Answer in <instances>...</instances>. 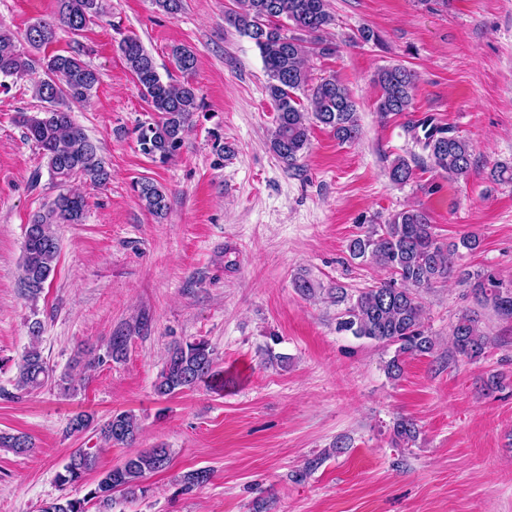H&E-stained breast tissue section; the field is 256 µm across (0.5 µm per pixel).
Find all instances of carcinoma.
Segmentation results:
<instances>
[{"instance_id": "obj_1", "label": "carcinoma", "mask_w": 512, "mask_h": 512, "mask_svg": "<svg viewBox=\"0 0 512 512\" xmlns=\"http://www.w3.org/2000/svg\"><path fill=\"white\" fill-rule=\"evenodd\" d=\"M237 9L225 21L253 41L259 49L269 77L267 92L275 104V127L270 147L277 158L290 168L309 146L310 120L331 129L341 143L358 138L360 118L357 103L349 89L334 75L309 84L305 69L307 54L318 50L330 53L317 34L331 23L326 0H236ZM103 12L102 0H57V15L40 20L25 34L30 50L21 49L18 39L0 27V78L37 75L36 97L44 110L33 115L21 114L19 123L26 138L33 141L47 160V168L56 185L61 187L73 176L80 175L95 185L110 180V172L92 142L71 117L70 105L89 100L99 81L98 73L77 54H48L57 30L67 29L80 34ZM302 32L288 35L287 27ZM127 67L143 98L158 119L139 123L136 140L143 155L155 163L174 160L184 144V133L196 112L201 109L196 88L189 80L196 69V55L185 45H174L170 54L184 80L165 81L157 71L153 57L140 39L127 35L119 42ZM381 95L377 110L388 114L409 111L414 103L416 78L413 71L394 65L375 76ZM308 92L312 112L303 110L298 94ZM423 148L428 150L432 165L450 176L468 174L472 166L469 142L444 127L433 126L425 134ZM389 178L403 184L413 176L409 162L398 157L388 170ZM134 190L144 208L161 217L167 210L166 195L151 181L136 182ZM86 207L85 198L76 192H60L47 211L33 217L25 228L22 257V283L27 295L37 297L53 275L59 246L53 226L80 224ZM349 253L353 259H371L386 269L389 280L357 295L341 287L329 289L338 305H345L338 317V329L357 338L378 344L396 346L394 356L385 364L392 380L403 374V361L408 355L433 352L435 343L426 333L420 292L448 279L455 269L451 251L437 239L433 224L421 209H406L392 215L383 224H374L362 237L352 240ZM463 281L473 280L475 294L492 306L501 317L512 318V280L505 281L492 273L472 275L459 272ZM41 321L29 324L30 344L18 362V387L39 389L53 382L68 395L73 391L68 375L54 376L39 348ZM454 354L477 360L485 353L488 337L479 329L478 321L468 312L458 315L452 325ZM225 383L217 369L215 350L205 339L173 345L155 383L160 397L172 396L196 387L204 380ZM139 424L127 411L115 412L102 425L92 415L78 413L68 424L67 433H92L110 446L131 449L121 464L99 474L87 493L73 498L67 490L87 483L97 468V453L87 448L75 449L56 474L63 494L45 503L41 512H111L116 497L134 503L145 493L141 479L148 473L165 470L170 461L169 449L161 446L134 449L139 438ZM420 430L418 424L400 417L393 424L395 443L409 446ZM0 447L16 455L32 450L31 439L23 434L0 433ZM211 472L199 468L186 472L181 479L182 490L190 491L209 482Z\"/></svg>"}]
</instances>
